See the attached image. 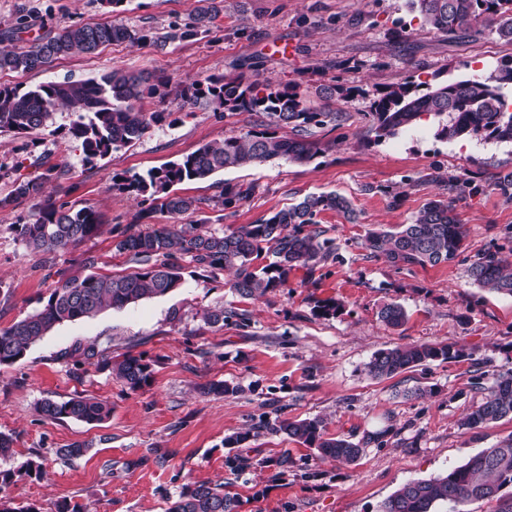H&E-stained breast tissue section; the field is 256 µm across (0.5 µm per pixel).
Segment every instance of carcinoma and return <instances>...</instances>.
Returning <instances> with one entry per match:
<instances>
[{"instance_id": "obj_1", "label": "carcinoma", "mask_w": 512, "mask_h": 512, "mask_svg": "<svg viewBox=\"0 0 512 512\" xmlns=\"http://www.w3.org/2000/svg\"><path fill=\"white\" fill-rule=\"evenodd\" d=\"M190 22L174 26L164 35L150 29L130 30L105 21L51 27L26 45L18 44L28 28L27 16L19 11L15 25L0 33V72L43 70L54 60L76 53L94 54L114 42L129 41L163 48L169 42L194 39L211 30L223 14V0H198ZM419 14L422 26L448 37H470L479 33V24L492 16L498 20L499 37L512 43V0H408ZM512 90V59L501 63L490 75H474L431 86L416 81L415 75L378 91L373 103L369 132L375 141L394 137L423 115L437 119L436 135L441 139L481 136L512 142V111L505 90ZM171 95L170 80L143 71L113 70L98 79L48 82L34 89L0 86V132L27 136L42 127L52 114L65 108L76 115L68 133L80 143L89 163L106 158L112 151L143 137L150 129L166 124L169 112H144L136 102L144 98L164 100ZM195 106L205 103L231 115L255 112L264 116L263 129L242 135L232 134L206 143L182 159L144 175H112V189L140 200L142 208L135 223L141 224L160 212L177 220L198 208V201L174 191L185 181L204 180L226 168L249 167L276 158L307 164L328 153L332 144L316 135V130L333 123L340 125L343 114L325 112L311 105L300 86L292 82L273 87L244 75L218 74L204 84L185 86L176 92ZM64 171H46L18 181L14 189L0 197V208L35 199L28 221L17 226L18 235L33 254L64 252L96 236L101 218L91 206L75 209L58 204L45 194V186ZM254 187L228 183L222 186L215 204L235 208L248 199ZM334 210L354 222L357 214L351 201L336 192L308 194L255 224L242 225L218 233L201 224H164L147 230L127 227L117 232L116 251L125 254L140 270L123 276H107L90 271L94 259H84L86 273L62 275L38 311L0 329V365L23 359L30 348L65 322L92 318L103 309L123 308L148 297L165 296L182 284L179 259L186 255L203 271L215 276L233 272L232 290L242 298H258L276 288L288 286V275L302 267L308 272L336 259L330 240L315 229L320 213ZM464 225L459 223L452 204L430 201L413 222L393 230L369 231L364 245L371 254L385 255L395 266H436L455 261L462 253ZM272 261L265 265L258 260ZM470 277L480 288L512 296V271L497 252L478 255L469 267ZM379 318L399 327L407 319L398 303L384 305ZM85 359L110 371L128 389L137 391L148 384L151 365L141 355L127 353L112 360L107 349L91 343L82 349ZM464 357L448 344H420L376 352L366 365L369 376L390 378L421 364ZM36 412L47 420L72 419L97 424L108 419L112 408L96 397L79 394L66 401L45 399ZM512 417V372L497 375L482 402L466 417L472 428ZM276 431L312 449L319 458L354 463L364 449L382 437L365 435L353 442L327 436L317 419H282ZM251 465L240 452L225 456L224 466L232 473ZM43 462L35 456L17 470H0V512H40L32 505H16L5 496V485L16 477L40 478ZM512 486V436L492 448L470 456L445 475L412 480L385 499L378 512H435L438 505L448 512H466L476 501H497L495 512H512V497L501 491ZM240 499L224 491V485L188 483L169 501L166 512H240Z\"/></svg>"}]
</instances>
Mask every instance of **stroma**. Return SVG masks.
Returning a JSON list of instances; mask_svg holds the SVG:
<instances>
[{
  "label": "stroma",
  "mask_w": 512,
  "mask_h": 512,
  "mask_svg": "<svg viewBox=\"0 0 512 512\" xmlns=\"http://www.w3.org/2000/svg\"><path fill=\"white\" fill-rule=\"evenodd\" d=\"M197 6V0H124L111 15L101 0H0V30L26 8L37 27L111 20L162 34L188 22ZM496 28L491 19L481 35L451 40L423 28L407 0H224L218 28L189 42L162 50L122 42L56 60L43 71L0 73V84L28 89L115 69L166 76L176 86L245 72L265 84L297 82L317 107L324 104L319 88L334 76L360 89L333 103L346 119L319 130V138L334 144L324 157L308 164L275 159L176 187L200 201L182 223L218 231L256 223L308 194L338 192L359 214L354 224L334 211L319 217L339 261L311 275L293 270L287 287L257 299L232 292L228 273L206 277L187 261L175 292L62 324L23 360L0 366V432L14 439L10 465L19 467L36 452L45 467L43 477L14 480L7 496L41 512H55L65 500L88 512H165L167 497L183 485L220 482L240 497L241 512H377L403 484L446 473L511 437L507 418L478 428L461 421L497 374L512 372V297L479 288L469 275L470 264L488 249H500L512 264V198L490 187L499 172L512 170V143L442 140L431 118L379 143L368 133L376 87L410 74L430 83L486 75L512 59V44ZM72 120L60 110L30 136L0 133V196L38 167H63L65 176L54 184L57 202L93 207L102 231L67 252L36 255L16 231L31 201L0 208V329L40 309L59 273L82 272L86 256H94L100 274L134 271L116 252L112 228L129 226L137 204L113 190V173H146L258 122L254 115L196 106L174 126L153 128L91 165L67 134ZM227 182L255 191L221 212L213 200ZM462 182L481 186V193L451 192ZM436 198L453 203L466 229L464 252L454 262L400 269L365 249L367 230L410 223ZM330 301L335 314H323ZM390 302L407 312L402 327L379 318ZM216 307L230 310V318L207 324L204 311ZM93 341L116 356L143 355L152 365L149 383L130 391L84 361L79 349ZM434 343L466 356L384 379L365 370L379 350ZM217 380L234 386V394L202 392ZM78 393L108 402L111 416L90 425L47 420L35 411L44 399ZM285 418L321 419L327 435L353 441L367 432L382 437L356 463L322 460L275 431ZM244 432L254 463L233 475L224 466V440ZM78 442L89 445L84 455L58 456L59 448ZM284 452L293 465L280 475L270 461Z\"/></svg>",
  "instance_id": "35a3bbf8"
}]
</instances>
